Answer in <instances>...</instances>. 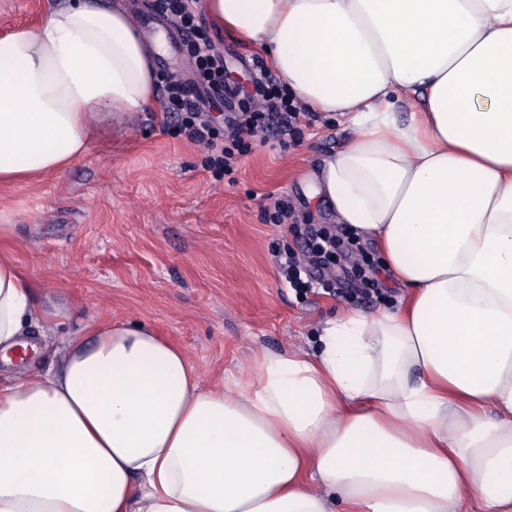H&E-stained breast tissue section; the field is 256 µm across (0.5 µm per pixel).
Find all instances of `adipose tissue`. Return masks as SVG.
Instances as JSON below:
<instances>
[{
	"label": "adipose tissue",
	"mask_w": 512,
	"mask_h": 512,
	"mask_svg": "<svg viewBox=\"0 0 512 512\" xmlns=\"http://www.w3.org/2000/svg\"><path fill=\"white\" fill-rule=\"evenodd\" d=\"M310 109L354 134L313 186L407 293L201 390L154 329L90 320L0 379V512H512V0H204ZM115 0L0 35V185L83 158L156 104ZM417 111L400 116L401 99ZM0 224V359L36 283Z\"/></svg>",
	"instance_id": "1"
}]
</instances>
